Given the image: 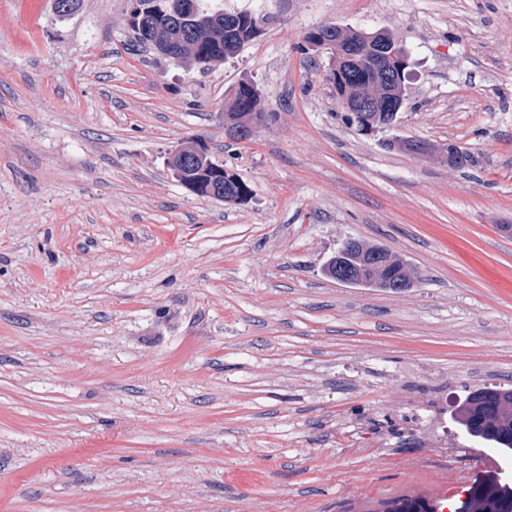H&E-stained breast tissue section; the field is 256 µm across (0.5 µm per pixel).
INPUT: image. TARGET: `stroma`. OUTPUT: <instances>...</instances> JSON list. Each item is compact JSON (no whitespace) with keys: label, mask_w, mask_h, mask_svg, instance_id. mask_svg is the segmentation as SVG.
Wrapping results in <instances>:
<instances>
[{"label":"stroma","mask_w":512,"mask_h":512,"mask_svg":"<svg viewBox=\"0 0 512 512\" xmlns=\"http://www.w3.org/2000/svg\"><path fill=\"white\" fill-rule=\"evenodd\" d=\"M259 33L208 69L139 45L129 0H0V512H386L512 484L469 436L512 391V0H215ZM388 30L409 54L396 136L350 125L310 29ZM255 135L220 117L240 82ZM204 136L235 203L170 173ZM416 274L324 276L346 239ZM437 415L448 442L432 445ZM399 145L402 150L417 158L425 159L433 156L443 163H448L450 166H452L455 161L456 164L462 165L459 167L461 169L468 167L473 162L472 156L468 151L465 150V154L467 155V160H465V156L461 150L457 145L451 142H448V145L446 144L439 147L420 140L402 139ZM211 169V181L212 183H216V186L219 188L220 193L224 194V188L227 187L230 193L231 200L234 198L235 195L241 197L242 200L246 199L249 196V187L236 175L232 174L230 179L224 180V172L227 171L224 170V166L211 163Z\"/></svg>","instance_id":"stroma-1"}]
</instances>
